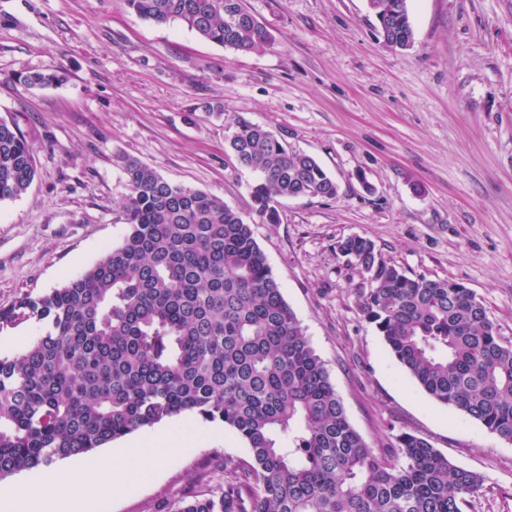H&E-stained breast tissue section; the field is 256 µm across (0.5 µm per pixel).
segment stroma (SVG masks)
I'll list each match as a JSON object with an SVG mask.
<instances>
[{
	"label": "stroma",
	"mask_w": 512,
	"mask_h": 512,
	"mask_svg": "<svg viewBox=\"0 0 512 512\" xmlns=\"http://www.w3.org/2000/svg\"><path fill=\"white\" fill-rule=\"evenodd\" d=\"M273 41L236 52L126 0H0V120L32 144L36 175L0 203V309L76 278L124 237L123 156L222 198L253 229L282 294L375 453L411 432L480 473L466 512H512V443L436 403L356 308L362 280L336 252L369 238L410 273L471 289L512 341V0H409L415 42L387 47L366 0H246ZM65 70L58 86L27 75ZM312 155L336 198L249 207L253 172L225 148L238 119ZM180 448L97 512H154L220 489L216 460L247 461L232 430L163 420Z\"/></svg>",
	"instance_id": "obj_1"
}]
</instances>
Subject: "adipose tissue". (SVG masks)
Returning <instances> with one entry per match:
<instances>
[{
	"label": "adipose tissue",
	"mask_w": 512,
	"mask_h": 512,
	"mask_svg": "<svg viewBox=\"0 0 512 512\" xmlns=\"http://www.w3.org/2000/svg\"><path fill=\"white\" fill-rule=\"evenodd\" d=\"M123 476L106 468L105 461L93 453L84 454L76 468H54L38 475L36 480L19 483L7 492L11 512H50L46 509L44 487L60 489L62 496L52 512H91L89 493L98 485H119Z\"/></svg>",
	"instance_id": "adipose-tissue-1"
}]
</instances>
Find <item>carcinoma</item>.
Masks as SVG:
<instances>
[{"label":"carcinoma","instance_id":"obj_1","mask_svg":"<svg viewBox=\"0 0 512 512\" xmlns=\"http://www.w3.org/2000/svg\"><path fill=\"white\" fill-rule=\"evenodd\" d=\"M398 2L378 23L388 46L406 50L414 29L408 0ZM127 3L236 52L271 45L245 0ZM63 79L36 73L25 83ZM227 147L259 175L250 209L269 224L282 199L338 193L315 158L244 118ZM122 169V241L61 287L0 310V328L40 324L28 347L0 357V480L193 412L234 430L252 460L224 464L223 491H194L155 512H464L480 473L410 432L381 458L351 425L242 214L137 157H123ZM35 174L32 145L0 120V202L20 197ZM336 251L365 281L359 314L406 374L512 442V342L483 302L462 284L412 275L368 238L347 237Z\"/></svg>","mask_w":512,"mask_h":512}]
</instances>
